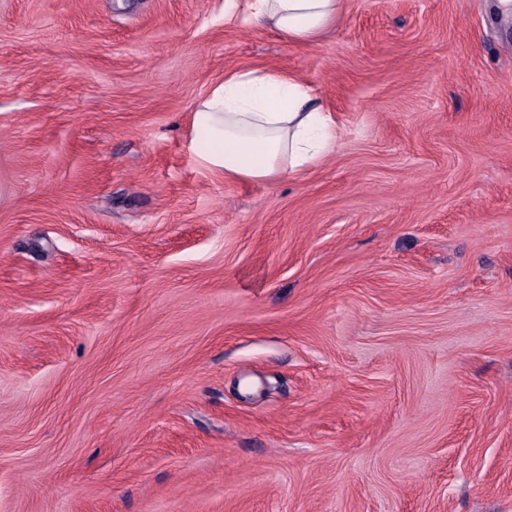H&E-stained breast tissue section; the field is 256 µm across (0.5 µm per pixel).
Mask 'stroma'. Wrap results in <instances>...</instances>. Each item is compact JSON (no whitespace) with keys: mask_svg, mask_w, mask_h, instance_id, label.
Segmentation results:
<instances>
[{"mask_svg":"<svg viewBox=\"0 0 512 512\" xmlns=\"http://www.w3.org/2000/svg\"><path fill=\"white\" fill-rule=\"evenodd\" d=\"M250 2L0 0V512H512V13ZM267 67L338 147L213 176ZM342 0H254V20L288 40L312 43L335 19ZM189 125L199 165L238 182L302 174L339 139L311 86L270 68L226 72L196 104Z\"/></svg>","mask_w":512,"mask_h":512,"instance_id":"1","label":"stroma"}]
</instances>
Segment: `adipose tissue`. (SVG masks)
<instances>
[{
    "label": "adipose tissue",
    "instance_id": "obj_1",
    "mask_svg": "<svg viewBox=\"0 0 512 512\" xmlns=\"http://www.w3.org/2000/svg\"><path fill=\"white\" fill-rule=\"evenodd\" d=\"M342 0H254V20L288 40L314 42ZM199 165L228 181L271 183L317 166L339 134L313 89L279 69L232 70L190 114Z\"/></svg>",
    "mask_w": 512,
    "mask_h": 512
}]
</instances>
